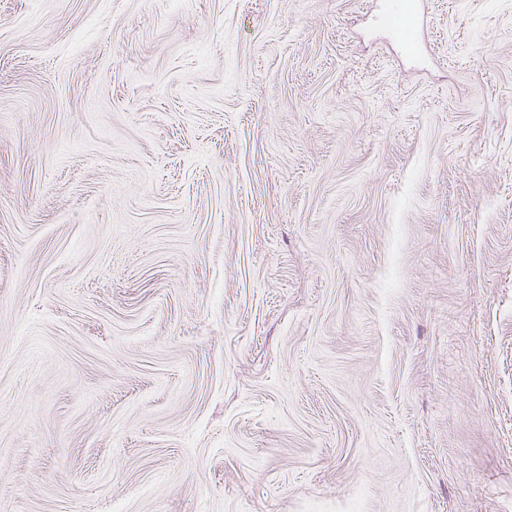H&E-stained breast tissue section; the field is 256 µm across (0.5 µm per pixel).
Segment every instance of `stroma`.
Instances as JSON below:
<instances>
[{
    "label": "stroma",
    "mask_w": 512,
    "mask_h": 512,
    "mask_svg": "<svg viewBox=\"0 0 512 512\" xmlns=\"http://www.w3.org/2000/svg\"><path fill=\"white\" fill-rule=\"evenodd\" d=\"M0 0V512H512V0Z\"/></svg>",
    "instance_id": "1"
}]
</instances>
